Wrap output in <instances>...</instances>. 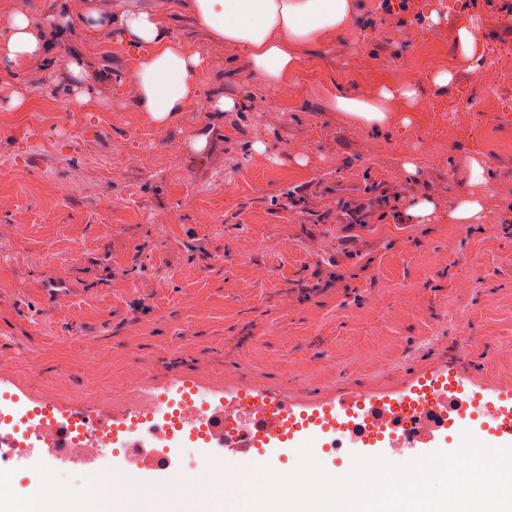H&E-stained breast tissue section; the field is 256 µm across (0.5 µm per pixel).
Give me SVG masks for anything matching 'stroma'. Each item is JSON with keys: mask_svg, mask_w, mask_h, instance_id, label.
I'll return each instance as SVG.
<instances>
[{"mask_svg": "<svg viewBox=\"0 0 512 512\" xmlns=\"http://www.w3.org/2000/svg\"><path fill=\"white\" fill-rule=\"evenodd\" d=\"M68 0H0L50 30ZM145 11L204 69L199 91L164 124L136 104L145 47L120 28L74 23L28 68L0 73V348L10 392L103 410L145 405L174 377L215 396L262 383L311 405L355 389L391 392L447 362L478 385L512 389V0H357L352 26L302 54L283 84L253 77L241 49L215 42L190 0H89ZM439 25H429V12ZM483 23L489 68L474 70L456 31ZM90 100L73 104L72 57ZM449 70L453 81L434 83ZM300 85L288 93V83ZM410 84L380 130L328 108L330 92ZM22 93L23 106L10 104ZM238 109L215 112V99ZM204 148H196L198 139ZM264 151H255V143ZM483 157L493 190L478 224L411 223L427 195L444 215ZM126 169L111 182L101 158ZM413 161L418 177L404 174ZM112 197V210L97 209ZM214 223H198V205ZM171 217L164 229L150 224ZM69 262L52 292L59 259ZM468 287H460V280ZM391 359L380 372V357ZM124 388L112 397L113 388Z\"/></svg>", "mask_w": 512, "mask_h": 512, "instance_id": "1", "label": "stroma"}]
</instances>
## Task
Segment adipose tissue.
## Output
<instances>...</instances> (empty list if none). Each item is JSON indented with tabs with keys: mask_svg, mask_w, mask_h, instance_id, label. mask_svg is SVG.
I'll return each instance as SVG.
<instances>
[{
	"mask_svg": "<svg viewBox=\"0 0 512 512\" xmlns=\"http://www.w3.org/2000/svg\"><path fill=\"white\" fill-rule=\"evenodd\" d=\"M192 10L196 22L215 40L241 48L249 72L270 85L279 84L297 66L304 49L343 32L356 16L353 0H192ZM75 19L96 30L119 24L130 43L146 46L138 65L137 103L150 121L168 122L196 95L203 70L201 55L187 52L168 36L155 16L126 12L115 21L97 10L85 9ZM48 50L47 37L31 28L25 14H15L7 36L0 41V71L23 70ZM418 100L416 87L401 84L370 95L338 91L330 95L328 104L374 128L387 123L395 103L411 108ZM487 182L483 162L471 158V189L462 193L449 211V222H480L483 199L478 189Z\"/></svg>",
	"mask_w": 512,
	"mask_h": 512,
	"instance_id": "ef3b65f1",
	"label": "adipose tissue"
}]
</instances>
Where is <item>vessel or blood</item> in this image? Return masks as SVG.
<instances>
[{"label": "vessel or blood", "mask_w": 512, "mask_h": 512, "mask_svg": "<svg viewBox=\"0 0 512 512\" xmlns=\"http://www.w3.org/2000/svg\"><path fill=\"white\" fill-rule=\"evenodd\" d=\"M472 380L454 366H440L395 392L355 390L314 405L312 410L285 392L244 385L224 394L218 406L184 405L183 416L198 418L197 432L209 452L194 474L195 483L220 481L215 462L251 468L270 465L308 449L355 458L381 457L392 464L448 449V432L470 433L496 448L512 447V391L472 392ZM178 424L157 407L132 406L103 414L71 406L62 415L44 412L31 420L29 434L46 436L63 453L74 452L79 434L88 439L127 433V447L153 448L156 438ZM230 495H196L190 503L173 498L166 512H232Z\"/></svg>", "instance_id": "vessel-or-blood-1"}]
</instances>
